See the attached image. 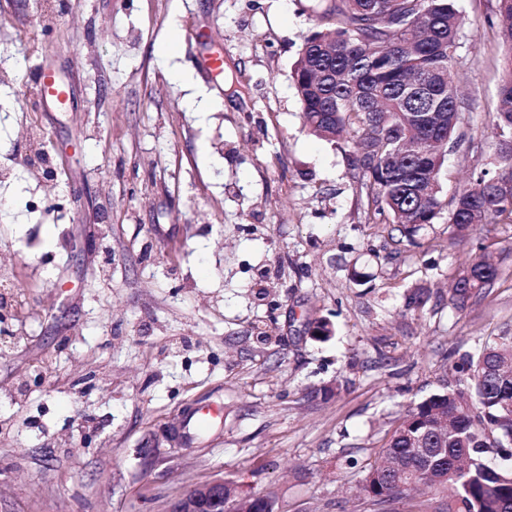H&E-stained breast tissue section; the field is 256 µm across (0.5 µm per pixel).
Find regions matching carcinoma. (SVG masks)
I'll return each instance as SVG.
<instances>
[{
	"mask_svg": "<svg viewBox=\"0 0 512 512\" xmlns=\"http://www.w3.org/2000/svg\"><path fill=\"white\" fill-rule=\"evenodd\" d=\"M458 0H313L316 31L295 66L304 125L325 139L354 131L356 166L374 214L412 238L442 210V149L453 141L461 99L453 73L465 18ZM504 65L492 119L498 172L457 193L448 223L460 239L491 220L512 223V0H499ZM498 266L476 257L454 277L465 305ZM512 334L452 361L437 390L407 410L362 484L378 506L414 483L452 493L438 512H512Z\"/></svg>",
	"mask_w": 512,
	"mask_h": 512,
	"instance_id": "obj_1",
	"label": "carcinoma"
}]
</instances>
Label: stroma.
I'll list each match as a JSON object with an SVG mask.
<instances>
[{"mask_svg": "<svg viewBox=\"0 0 512 512\" xmlns=\"http://www.w3.org/2000/svg\"><path fill=\"white\" fill-rule=\"evenodd\" d=\"M40 2L0 0V512H166L216 478L276 512H378L359 487L405 411L512 329V224L457 244L444 213L411 240L372 220L352 138L302 124L311 0ZM458 5L447 204L498 168V0ZM43 65L67 109L38 101ZM480 242L501 273L456 308Z\"/></svg>", "mask_w": 512, "mask_h": 512, "instance_id": "35a3bbf8", "label": "stroma"}]
</instances>
